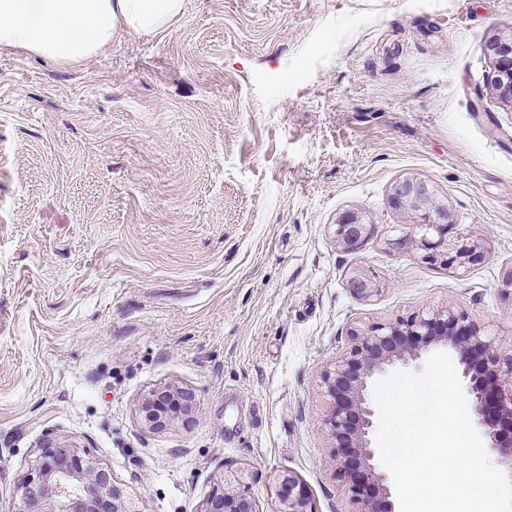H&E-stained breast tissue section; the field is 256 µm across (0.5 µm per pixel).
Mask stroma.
<instances>
[{
    "label": "stroma",
    "instance_id": "obj_1",
    "mask_svg": "<svg viewBox=\"0 0 512 512\" xmlns=\"http://www.w3.org/2000/svg\"><path fill=\"white\" fill-rule=\"evenodd\" d=\"M510 38L512 0H186L79 65L0 49V512L49 434L131 512H200L222 478L279 512L284 475L355 512L321 384L350 328L451 305L512 354V105L488 50ZM410 176L481 264L390 246ZM347 211L374 225L355 251ZM166 387L196 408L153 431L139 408ZM336 242L349 251L357 250L371 236L373 224L363 213H344L336 222Z\"/></svg>",
    "mask_w": 512,
    "mask_h": 512
}]
</instances>
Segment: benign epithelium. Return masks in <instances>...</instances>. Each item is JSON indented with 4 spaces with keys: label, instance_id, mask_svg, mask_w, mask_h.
I'll return each mask as SVG.
<instances>
[{
    "label": "benign epithelium",
    "instance_id": "7a95c632",
    "mask_svg": "<svg viewBox=\"0 0 512 512\" xmlns=\"http://www.w3.org/2000/svg\"><path fill=\"white\" fill-rule=\"evenodd\" d=\"M496 57L494 89L512 103V41L490 45ZM392 202L415 216V234L392 239L394 249L413 248L421 259L456 271L481 263L485 253L460 237L449 240L454 225L448 210L435 202L431 185L417 177L395 183ZM373 224L363 213H345L336 222V242L354 251L371 236ZM351 346L333 366L321 372L325 393L332 400L326 419L336 441L332 460L344 480L356 512H394L385 475L375 463L369 433L374 427L376 406L368 386L374 376L401 362L421 358L430 345H442L456 353L461 376L469 381L478 423L489 440V449L512 477V442L502 439L503 426H512V355L499 354L492 338L469 316L451 306L418 311L389 323H375L350 330ZM193 409L192 397L178 388L151 395L139 412L151 430L171 422L168 407ZM42 453L21 486L23 508L19 512H129L111 474L79 455L78 446L61 435L41 443ZM280 512H313L304 486L288 476L281 480ZM201 512H257L247 494L220 479Z\"/></svg>",
    "mask_w": 512,
    "mask_h": 512
}]
</instances>
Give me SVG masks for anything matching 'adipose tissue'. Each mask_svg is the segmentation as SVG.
Wrapping results in <instances>:
<instances>
[{"instance_id": "obj_1", "label": "adipose tissue", "mask_w": 512, "mask_h": 512, "mask_svg": "<svg viewBox=\"0 0 512 512\" xmlns=\"http://www.w3.org/2000/svg\"><path fill=\"white\" fill-rule=\"evenodd\" d=\"M184 0H0V48L67 65L123 34L168 30Z\"/></svg>"}]
</instances>
